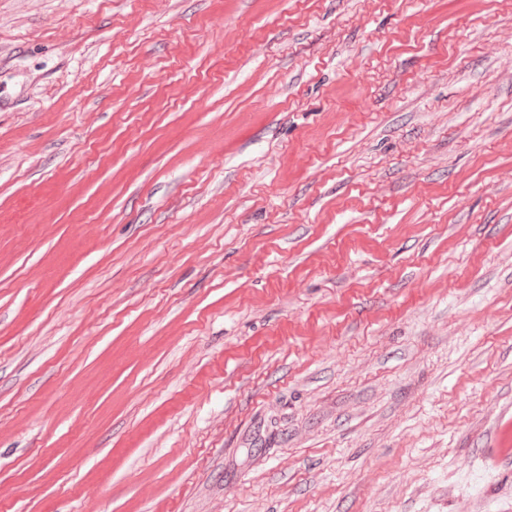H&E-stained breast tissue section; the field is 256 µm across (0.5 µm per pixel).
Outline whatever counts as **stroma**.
I'll use <instances>...</instances> for the list:
<instances>
[{"mask_svg":"<svg viewBox=\"0 0 512 512\" xmlns=\"http://www.w3.org/2000/svg\"><path fill=\"white\" fill-rule=\"evenodd\" d=\"M0 512H512V0H0Z\"/></svg>","mask_w":512,"mask_h":512,"instance_id":"1","label":"stroma"}]
</instances>
